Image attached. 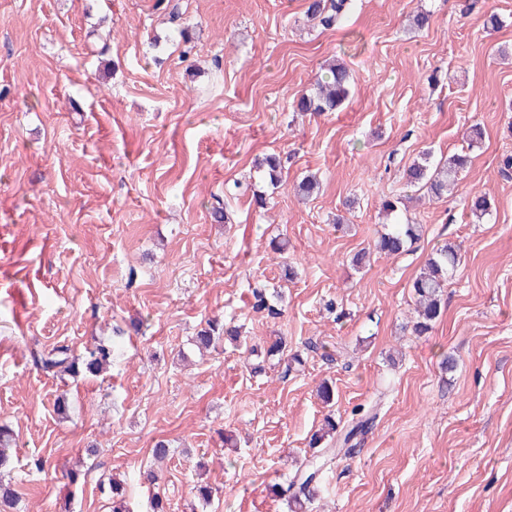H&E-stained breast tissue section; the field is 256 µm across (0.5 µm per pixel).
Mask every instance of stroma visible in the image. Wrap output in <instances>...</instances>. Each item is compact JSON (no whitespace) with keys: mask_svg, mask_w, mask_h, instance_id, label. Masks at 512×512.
Returning <instances> with one entry per match:
<instances>
[{"mask_svg":"<svg viewBox=\"0 0 512 512\" xmlns=\"http://www.w3.org/2000/svg\"><path fill=\"white\" fill-rule=\"evenodd\" d=\"M173 2L0 0V425L16 435L15 512H112L114 481L130 512L156 496L167 512H288L272 487L313 455L324 416L345 426L381 391L360 452L325 472L308 512H512V176L499 168L512 0H353L337 30L308 21L306 0ZM421 8L432 18L417 30ZM333 58L353 74L349 99L293 112ZM426 151L471 164L452 194L410 202L423 234L409 252L353 267ZM269 153L285 162L276 189L254 168ZM309 174L320 190L298 200ZM474 191L492 206L480 222ZM216 195L228 223L211 217ZM445 243L460 263L417 337L410 282ZM259 286L282 293L278 318L252 311ZM217 315L252 344L284 337L300 363L257 373L227 341L199 353ZM100 340L111 367L66 384L29 356ZM160 440L170 455L149 486ZM38 456L51 470L30 468Z\"/></svg>","mask_w":512,"mask_h":512,"instance_id":"35a3bbf8","label":"stroma"}]
</instances>
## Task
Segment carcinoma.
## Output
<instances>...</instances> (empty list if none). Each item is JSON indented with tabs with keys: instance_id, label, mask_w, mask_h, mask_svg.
I'll return each mask as SVG.
<instances>
[{
	"instance_id": "cac0c4a2",
	"label": "carcinoma",
	"mask_w": 512,
	"mask_h": 512,
	"mask_svg": "<svg viewBox=\"0 0 512 512\" xmlns=\"http://www.w3.org/2000/svg\"><path fill=\"white\" fill-rule=\"evenodd\" d=\"M351 0H308L306 16L324 29L340 27L348 13ZM352 84L349 68L338 61L328 64L325 72L317 78L315 92L301 95L293 105L295 112H334L348 98ZM468 158L454 154L444 160L431 162V154L426 152L414 161L404 172L406 186L409 188L426 189L436 198L448 193L459 180L460 173L466 168ZM272 187L277 188L282 182L283 164L280 157L269 155L258 162ZM468 207L471 215L482 219L488 214L491 203L486 195L473 193ZM423 226L410 222H396L378 236L376 249L389 256H397L406 252L409 247L420 239ZM459 263L457 250L451 245H443L436 249L427 259L423 271L412 283L416 296L419 319L412 325V334L425 336L432 332L433 326L441 315L443 293L448 283V275ZM274 294L266 288L253 291L252 308L257 312L266 311L270 315L280 314L275 308ZM237 343L240 335L237 329L212 318L194 339L199 348H214L224 338ZM112 345L97 344L85 349L82 361L85 372L95 375L112 362ZM33 362L37 369L47 375L63 379L78 373L76 358L71 355L66 345H57L52 349L35 350L32 352ZM376 417V405L358 407L354 410L345 431L337 430L335 420L328 416L324 419L321 429L312 436L311 444H324L321 453L307 459L301 464L296 475L291 478L287 488H278L276 494L285 498L289 512H305L307 504L315 495L321 475L336 461L338 456L350 454L357 438L366 433L369 425Z\"/></svg>"
}]
</instances>
